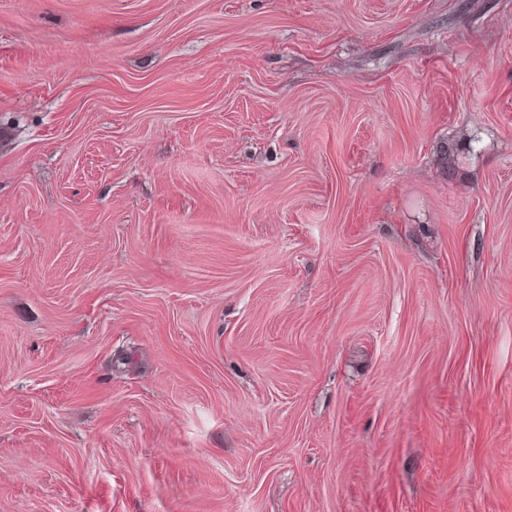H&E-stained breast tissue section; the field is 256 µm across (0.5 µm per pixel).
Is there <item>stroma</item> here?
Instances as JSON below:
<instances>
[{
	"label": "stroma",
	"mask_w": 512,
	"mask_h": 512,
	"mask_svg": "<svg viewBox=\"0 0 512 512\" xmlns=\"http://www.w3.org/2000/svg\"><path fill=\"white\" fill-rule=\"evenodd\" d=\"M0 512H512V0H0Z\"/></svg>",
	"instance_id": "35a3bbf8"
}]
</instances>
